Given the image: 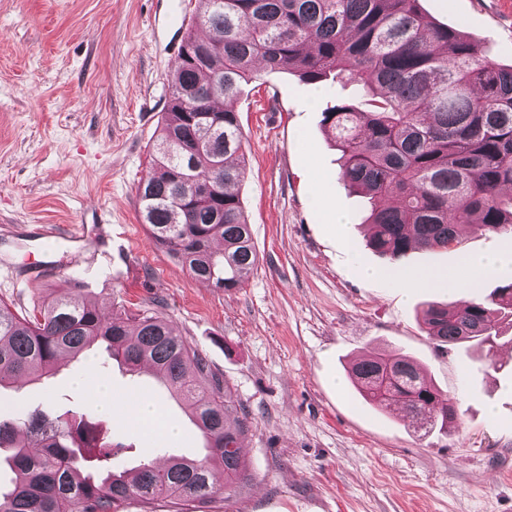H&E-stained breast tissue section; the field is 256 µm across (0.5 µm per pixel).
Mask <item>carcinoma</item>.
I'll return each mask as SVG.
<instances>
[{
	"label": "carcinoma",
	"mask_w": 512,
	"mask_h": 512,
	"mask_svg": "<svg viewBox=\"0 0 512 512\" xmlns=\"http://www.w3.org/2000/svg\"><path fill=\"white\" fill-rule=\"evenodd\" d=\"M198 24L185 39L204 53L179 57L146 176L138 186L142 223L197 279L230 292L242 287L257 253L232 187L245 174L235 101L260 72H287L310 84L353 83L368 110L336 99L323 125L344 159L342 178L371 200L370 247L392 261L413 250L450 248L460 229L479 224L512 231V64L482 54L464 32L422 13L419 0H197ZM190 89L194 97L182 95ZM215 196L198 199L197 181ZM512 317V283L463 306L431 304L422 313L442 345L493 343L500 315ZM128 371L149 365L170 396L186 403L203 436L201 460L176 457L118 471L120 444L101 426L70 412L36 407L0 418V448L10 484L0 483V512H117L139 499L153 512L163 498L204 506L249 479L240 455L248 413L198 350L156 312L103 317L96 304L64 288L39 313L16 315L0 301V389L38 381L95 346ZM350 378L371 404L401 406L416 420L446 425L448 397L401 355L351 365ZM240 413L236 425L230 416Z\"/></svg>",
	"instance_id": "carcinoma-1"
}]
</instances>
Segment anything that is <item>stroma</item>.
I'll return each mask as SVG.
<instances>
[{
  "label": "stroma",
  "instance_id": "stroma-1",
  "mask_svg": "<svg viewBox=\"0 0 512 512\" xmlns=\"http://www.w3.org/2000/svg\"><path fill=\"white\" fill-rule=\"evenodd\" d=\"M196 0H0V300L25 315L60 288L80 289L104 316L125 308L164 315L250 412L241 442L251 475L200 512H512V325L494 347L439 345L418 319L424 305L461 303L443 288H404L386 272L452 270L461 256L512 245V233L470 232L458 246L416 249L400 263L374 253L369 205L339 178L340 154L322 112L335 98L363 104L352 84L319 87L262 73L234 108L246 174L237 188L258 263L243 288L195 279L150 239L137 187L148 170L171 79ZM440 25L461 29L496 63L512 64L506 0H420ZM352 224L351 241L336 231ZM104 221L108 240L66 252L78 225ZM57 237L49 252L11 228ZM376 270L363 278L353 258ZM404 353L457 408L442 431L418 429L398 408L367 404L352 362ZM87 379L76 388V378ZM129 374L97 350L54 375L0 391V413L42 405L102 420L124 444L117 464L200 458L204 439L183 406L161 394L168 438L100 410L93 384L133 392Z\"/></svg>",
  "mask_w": 512,
  "mask_h": 512
}]
</instances>
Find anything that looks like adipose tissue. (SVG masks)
<instances>
[{"label":"adipose tissue","mask_w":512,"mask_h":512,"mask_svg":"<svg viewBox=\"0 0 512 512\" xmlns=\"http://www.w3.org/2000/svg\"><path fill=\"white\" fill-rule=\"evenodd\" d=\"M504 269L512 270V249L464 257L459 270L453 274L398 270L393 277L408 287L441 286L468 294L478 288L481 277ZM96 393L102 409L120 413L131 427H150L159 418L160 407L153 401L143 399L131 407L123 405L121 401L113 398L111 388L104 382L97 383Z\"/></svg>","instance_id":"obj_1"}]
</instances>
